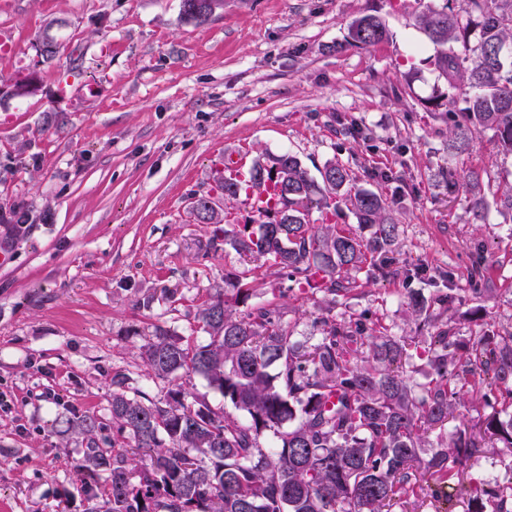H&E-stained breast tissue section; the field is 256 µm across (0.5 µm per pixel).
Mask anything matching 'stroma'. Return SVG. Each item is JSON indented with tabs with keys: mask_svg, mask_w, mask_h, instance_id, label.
<instances>
[{
	"mask_svg": "<svg viewBox=\"0 0 512 512\" xmlns=\"http://www.w3.org/2000/svg\"><path fill=\"white\" fill-rule=\"evenodd\" d=\"M421 0H224L195 23L181 0H0V512H88L69 419L96 416L108 448L112 380L160 396L140 358L154 325L190 335L199 305L232 295L242 260L190 215L216 195L225 154L282 152L309 173L332 162L377 190L399 222L398 277L344 299L396 336L408 294L475 252L484 304L512 324V156L476 132L449 155L440 105L452 91L415 25ZM389 38L346 45L358 16ZM52 36L55 59L39 45ZM33 78L27 96L12 85ZM486 165L485 222L441 170Z\"/></svg>",
	"mask_w": 512,
	"mask_h": 512,
	"instance_id": "35a3bbf8",
	"label": "stroma"
}]
</instances>
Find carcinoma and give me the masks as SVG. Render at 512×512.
<instances>
[{"label": "carcinoma", "mask_w": 512, "mask_h": 512, "mask_svg": "<svg viewBox=\"0 0 512 512\" xmlns=\"http://www.w3.org/2000/svg\"><path fill=\"white\" fill-rule=\"evenodd\" d=\"M181 8L203 23L224 0H181ZM472 25L480 29L474 44ZM416 26L435 48L438 75L465 96L458 114L448 101V151L469 150L482 129L497 152L512 155V0L427 4ZM387 38L382 19L366 14L349 24L346 43L363 48ZM318 173L285 152L254 161L243 181L219 179L226 200L274 185V201L250 224L197 200L196 220L215 225L213 239L224 238L248 267L233 299L218 294L197 310L208 342L154 326L141 359L149 377L168 382L162 397L113 381L112 424L123 450L97 445L95 416L68 422L88 440L79 470L107 486L101 512H390L421 495L440 503L436 512H455L456 502L466 512H512V466L493 479L468 471L484 448L512 455V330L496 325L484 305L461 311L451 284L407 300L417 328L432 332L426 346L337 315L339 297L392 273L398 223L381 194L355 186L349 169L328 163ZM338 197L369 236L332 222ZM313 207L319 224L310 223ZM261 262L323 293L313 341L294 336L286 320L293 309L281 299L248 303L263 287L250 264ZM470 282L472 296L490 292L479 261ZM462 319L486 326L466 340ZM418 361L428 370L424 384L412 379ZM181 372L204 377L232 410L188 398ZM451 421L423 457L431 433Z\"/></svg>", "instance_id": "carcinoma-1"}]
</instances>
